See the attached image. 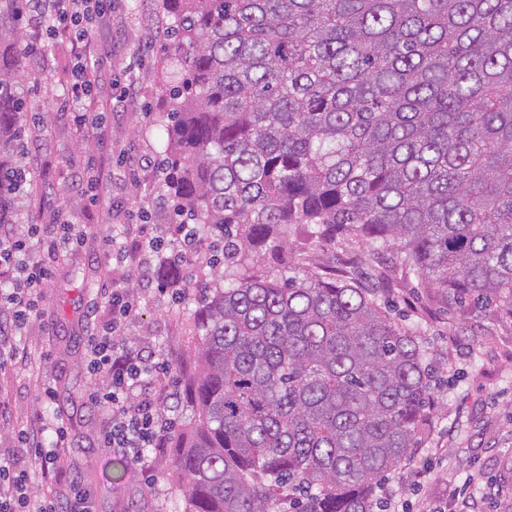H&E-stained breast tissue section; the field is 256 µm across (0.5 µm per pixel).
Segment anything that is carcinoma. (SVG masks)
Listing matches in <instances>:
<instances>
[{
	"instance_id": "cac0c4a2",
	"label": "carcinoma",
	"mask_w": 512,
	"mask_h": 512,
	"mask_svg": "<svg viewBox=\"0 0 512 512\" xmlns=\"http://www.w3.org/2000/svg\"><path fill=\"white\" fill-rule=\"evenodd\" d=\"M28 0H0V224L23 176ZM171 218L209 272L193 421L168 437L185 512H377L429 426L430 368L348 280L254 271L296 224L390 253L442 300L512 313V0H162Z\"/></svg>"
}]
</instances>
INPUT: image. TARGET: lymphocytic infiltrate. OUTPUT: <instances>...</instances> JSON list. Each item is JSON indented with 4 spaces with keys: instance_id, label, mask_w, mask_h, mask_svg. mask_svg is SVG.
Instances as JSON below:
<instances>
[{
    "instance_id": "1",
    "label": "lymphocytic infiltrate",
    "mask_w": 512,
    "mask_h": 512,
    "mask_svg": "<svg viewBox=\"0 0 512 512\" xmlns=\"http://www.w3.org/2000/svg\"><path fill=\"white\" fill-rule=\"evenodd\" d=\"M112 8V0H51L47 11H36L31 29L37 37L54 36L66 29L71 37L73 70L65 91L66 109L75 112L80 127H88L94 113L106 111L108 103L96 94L100 49L93 37L96 22ZM126 247L115 249L116 264L154 274L158 265L191 251L195 227L172 224L167 236H159L152 224L127 223L123 226ZM89 240L85 225L58 224L53 229L31 224L24 231L15 225H0V279L7 288L0 290V366L17 360L14 342L35 308L33 288L51 274L54 262L69 251L84 247ZM39 244L41 255L29 261L31 244ZM99 294L106 301L107 317L90 307V332L85 346L89 371L101 379L89 394L90 404L105 413L107 422L101 432L100 447L121 453L136 465L148 464V449L164 444L171 428L169 418L159 410L150 393L151 385L165 379L170 371L167 361L143 347L130 345L125 326L134 315L138 300L134 293L105 278ZM56 437L54 447H44L45 432ZM68 431L53 419L37 417L19 430L16 457L28 458L31 468L16 465L15 459H0V512H95L93 494L77 475H64L60 453L68 447ZM41 473L44 489L33 498L30 483L33 473ZM67 482L66 494H59L60 482Z\"/></svg>"
}]
</instances>
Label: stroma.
I'll return each mask as SVG.
<instances>
[{"label": "stroma", "mask_w": 512, "mask_h": 512, "mask_svg": "<svg viewBox=\"0 0 512 512\" xmlns=\"http://www.w3.org/2000/svg\"><path fill=\"white\" fill-rule=\"evenodd\" d=\"M169 24L155 0H112L111 15L95 34L106 54L97 94L109 102L97 116L99 138L80 133L73 114L59 109L72 63L70 43H46L24 86L29 115L40 120L22 157L36 185L15 197L14 223L66 219L86 225L96 241L133 217L169 223L152 172L140 171L133 182L124 163L128 151L153 159L166 144L165 89L174 76V46L164 37ZM130 84L138 86V98L124 96ZM104 158L112 162L108 212L88 207L82 195ZM286 250L297 267L357 277L359 287L380 298L396 322L423 328L421 343L433 370L431 429L407 464L385 478L391 495L382 512H457L466 497L477 502L478 512H512V315L490 303H443L389 257L369 256L353 243L311 238L304 225L288 236ZM106 271L103 252L79 250L56 263L44 281L37 310L16 339L27 362L0 368V453L14 452L19 427L41 414L39 395L50 386L70 438L62 464L92 490L97 512H184L172 449L153 450L150 468L126 461L116 472V455L97 447L105 416L87 404L92 378L85 341L87 308ZM117 274L134 282L142 296L127 330L131 343L154 347L169 359L171 382L183 385L191 368L194 292L175 298L138 281L131 268Z\"/></svg>", "instance_id": "obj_1"}]
</instances>
